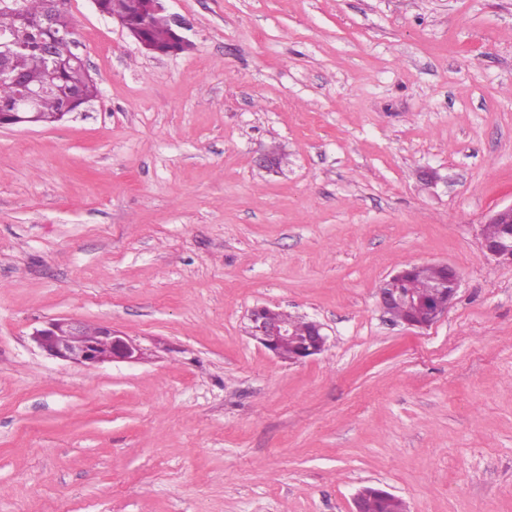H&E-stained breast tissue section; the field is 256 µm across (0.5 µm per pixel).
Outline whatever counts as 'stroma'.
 I'll return each mask as SVG.
<instances>
[{"mask_svg":"<svg viewBox=\"0 0 512 512\" xmlns=\"http://www.w3.org/2000/svg\"><path fill=\"white\" fill-rule=\"evenodd\" d=\"M141 48L69 0L99 96L0 128V512H512V0H168ZM279 147L277 171L257 165ZM434 181H427V174ZM445 263L427 329L383 279ZM321 322L302 363L253 308ZM107 323L95 368L35 329ZM505 217H512V205L494 212L488 218L483 229L484 237L487 240L483 238L482 248L497 263L512 266V243H510L512 242V223L495 224ZM490 241H501L508 245ZM438 266L449 268L451 276L445 280H441L445 271L442 268L425 265V266H409L404 268L406 273V281L404 288L411 289L417 294L430 293L436 283L441 280L435 287V293L431 299L420 300L418 297L404 293L399 288V283L403 278L404 272L398 271L390 274L378 289V301L383 312L394 318L390 312L404 302H413L420 307V315L416 321H403L408 326L419 329H427L436 323L442 316L446 315L448 309L455 301L457 295L460 278L457 271L448 264H438ZM87 327L78 320L56 318L35 330L32 339L49 358L84 367L140 359L139 346L121 332L98 325L88 335ZM366 506L368 512H407L405 503L399 498L397 501L383 496L380 489L365 487Z\"/></svg>","mask_w":512,"mask_h":512,"instance_id":"1","label":"stroma"}]
</instances>
